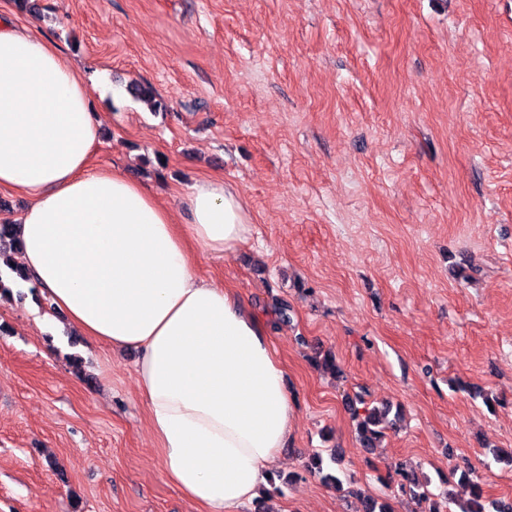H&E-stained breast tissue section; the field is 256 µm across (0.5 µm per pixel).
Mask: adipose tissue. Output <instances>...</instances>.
<instances>
[{
	"mask_svg": "<svg viewBox=\"0 0 512 512\" xmlns=\"http://www.w3.org/2000/svg\"><path fill=\"white\" fill-rule=\"evenodd\" d=\"M102 118L52 42L0 17V188L22 191L19 259L71 328L138 351L165 478L199 512H240L288 441L292 399L262 323L194 270L249 225L238 193L202 179L184 220L142 181L92 168Z\"/></svg>",
	"mask_w": 512,
	"mask_h": 512,
	"instance_id": "ef3b65f1",
	"label": "adipose tissue"
}]
</instances>
